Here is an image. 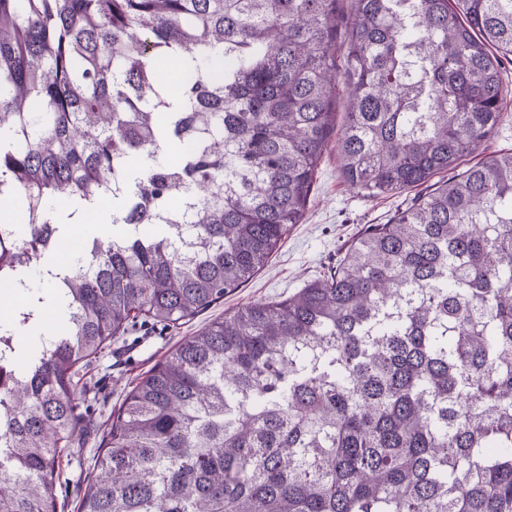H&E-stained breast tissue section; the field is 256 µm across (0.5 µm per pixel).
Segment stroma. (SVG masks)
<instances>
[{
	"label": "stroma",
	"mask_w": 512,
	"mask_h": 512,
	"mask_svg": "<svg viewBox=\"0 0 512 512\" xmlns=\"http://www.w3.org/2000/svg\"><path fill=\"white\" fill-rule=\"evenodd\" d=\"M508 90L501 123L468 156L474 165L490 156L512 152V56L501 63ZM426 186L401 193L364 196L342 177L335 147L325 152L302 223L291 225L268 264L243 286L225 294L222 301L194 318L167 326L140 317L125 333L110 342L101 354L89 361L78 375L81 402L77 435L68 457L62 459L53 494L56 512H78L85 489L97 473L109 427L128 392L185 338L211 322L222 319L239 307L254 302H277L296 294L308 281L329 274L347 247L367 226L386 224L404 211L411 201L426 193ZM30 288L45 297L44 316L14 336L16 361L38 355L43 336L64 328L61 311L49 284L26 274Z\"/></svg>",
	"instance_id": "stroma-1"
}]
</instances>
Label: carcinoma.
<instances>
[{"instance_id": "obj_1", "label": "carcinoma", "mask_w": 512, "mask_h": 512, "mask_svg": "<svg viewBox=\"0 0 512 512\" xmlns=\"http://www.w3.org/2000/svg\"><path fill=\"white\" fill-rule=\"evenodd\" d=\"M354 2L340 76L337 0H0V192L30 216L0 272L27 287L107 183L121 226L47 267L53 347L15 364L37 293L0 324V512H54L79 364L139 315L219 302L301 222L338 80L369 195L458 168L499 123L512 0ZM80 512H512V152L184 339L129 392Z\"/></svg>"}]
</instances>
